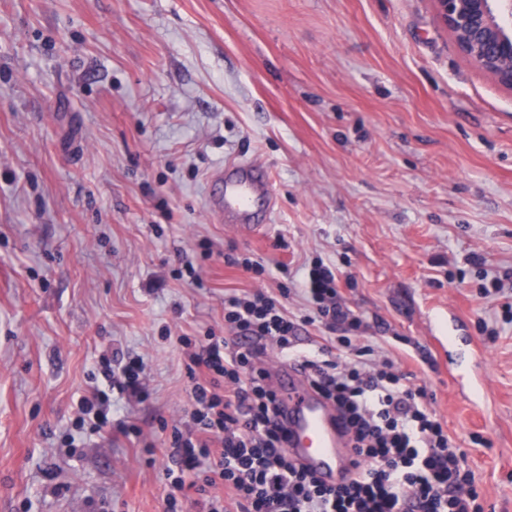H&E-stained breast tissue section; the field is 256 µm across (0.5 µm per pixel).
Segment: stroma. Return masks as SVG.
Instances as JSON below:
<instances>
[{
  "label": "stroma",
  "instance_id": "1",
  "mask_svg": "<svg viewBox=\"0 0 512 512\" xmlns=\"http://www.w3.org/2000/svg\"><path fill=\"white\" fill-rule=\"evenodd\" d=\"M233 160L272 173L254 238L207 207ZM318 263L512 512V91L433 0H0V512H163L179 336L223 333L242 291L310 314ZM117 353L151 397L76 432Z\"/></svg>",
  "mask_w": 512,
  "mask_h": 512
}]
</instances>
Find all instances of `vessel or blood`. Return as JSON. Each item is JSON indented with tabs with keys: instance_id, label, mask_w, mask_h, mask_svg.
<instances>
[{
	"instance_id": "b4317fda",
	"label": "vessel or blood",
	"mask_w": 512,
	"mask_h": 512,
	"mask_svg": "<svg viewBox=\"0 0 512 512\" xmlns=\"http://www.w3.org/2000/svg\"><path fill=\"white\" fill-rule=\"evenodd\" d=\"M211 184L210 211L237 234L248 235L268 219V212L255 207L257 200L272 197V175L265 166L230 161L213 173ZM271 374L291 456L325 484H339L355 471L357 460L341 416L310 387L299 366L280 363Z\"/></svg>"
}]
</instances>
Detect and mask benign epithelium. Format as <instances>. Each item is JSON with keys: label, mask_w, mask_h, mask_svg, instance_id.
<instances>
[{"label": "benign epithelium", "mask_w": 512, "mask_h": 512, "mask_svg": "<svg viewBox=\"0 0 512 512\" xmlns=\"http://www.w3.org/2000/svg\"><path fill=\"white\" fill-rule=\"evenodd\" d=\"M462 55L512 90V0H434Z\"/></svg>", "instance_id": "1"}]
</instances>
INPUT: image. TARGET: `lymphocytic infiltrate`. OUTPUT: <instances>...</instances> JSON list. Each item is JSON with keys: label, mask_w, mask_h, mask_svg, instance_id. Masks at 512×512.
Returning <instances> with one entry per match:
<instances>
[{"label": "lymphocytic infiltrate", "mask_w": 512, "mask_h": 512, "mask_svg": "<svg viewBox=\"0 0 512 512\" xmlns=\"http://www.w3.org/2000/svg\"><path fill=\"white\" fill-rule=\"evenodd\" d=\"M304 294L312 313L299 322L265 292L225 296L228 335L209 331L188 343L192 424L175 431L168 450L165 512H183L187 503L199 512H484L464 453L430 408L426 388L359 345L362 321L342 301L332 268L311 269ZM317 322L329 336L316 349L299 348L298 324ZM339 327L347 335H336ZM272 350L296 362L343 413L363 462L348 483L325 485L290 455L263 366ZM144 371L139 357L117 368L104 359L108 388L79 398L77 429L111 431L109 390L147 398Z\"/></svg>", "instance_id": "f902f5d3"}]
</instances>
